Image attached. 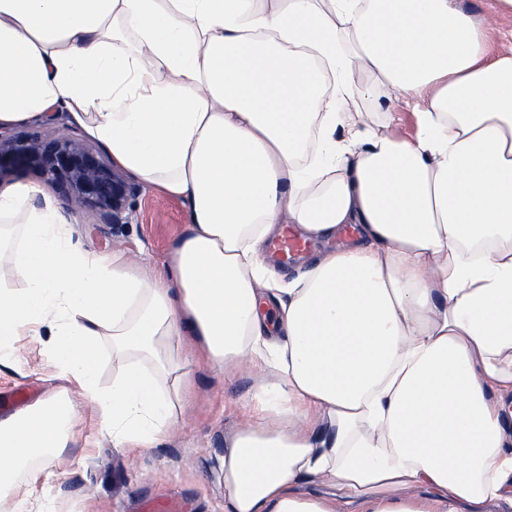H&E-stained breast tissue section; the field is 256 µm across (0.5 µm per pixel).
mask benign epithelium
<instances>
[{
    "mask_svg": "<svg viewBox=\"0 0 512 512\" xmlns=\"http://www.w3.org/2000/svg\"><path fill=\"white\" fill-rule=\"evenodd\" d=\"M34 171L63 197L73 214L91 212L103 224H124L139 186L114 168L79 134H0V182Z\"/></svg>",
    "mask_w": 512,
    "mask_h": 512,
    "instance_id": "1",
    "label": "benign epithelium"
}]
</instances>
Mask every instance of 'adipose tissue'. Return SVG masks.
Returning <instances> with one entry per match:
<instances>
[{
    "label": "adipose tissue",
    "mask_w": 512,
    "mask_h": 512,
    "mask_svg": "<svg viewBox=\"0 0 512 512\" xmlns=\"http://www.w3.org/2000/svg\"><path fill=\"white\" fill-rule=\"evenodd\" d=\"M500 40L460 0H0V124L66 112L187 207L154 273L84 250L52 202L29 207L43 187L0 190L22 283L0 289V362L45 327L64 382L0 416V492L62 454L82 405L113 447H152L177 422L157 375L178 342L262 381L259 417L224 435V512H512ZM401 107L413 136L387 130ZM285 224L317 246L288 282L264 257ZM101 364H100V382L103 386L112 384V379L117 374L119 367L117 362L112 359V339L106 337L101 344Z\"/></svg>",
    "instance_id": "adipose-tissue-1"
}]
</instances>
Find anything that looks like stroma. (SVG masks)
Returning a JSON list of instances; mask_svg holds the SVG:
<instances>
[{
	"mask_svg": "<svg viewBox=\"0 0 512 512\" xmlns=\"http://www.w3.org/2000/svg\"><path fill=\"white\" fill-rule=\"evenodd\" d=\"M95 221L89 213L76 218L87 250L106 255L122 248L157 271L164 269L186 231L183 202L145 185L133 201L128 223L108 226L102 235L94 230ZM17 346L19 367L0 366V414L15 411L17 395L34 402L61 384L42 360L40 337L22 333ZM169 356L173 375L186 380L174 434L128 454L113 447L94 412L82 408L62 456L38 460L19 472L0 499V512L44 497L55 512H160L168 504L176 512H223L216 461L224 448V432L255 404L259 384L246 370L226 375L175 348ZM173 375L160 376L163 390H172Z\"/></svg>",
	"mask_w": 512,
	"mask_h": 512,
	"instance_id": "obj_1",
	"label": "stroma"
}]
</instances>
